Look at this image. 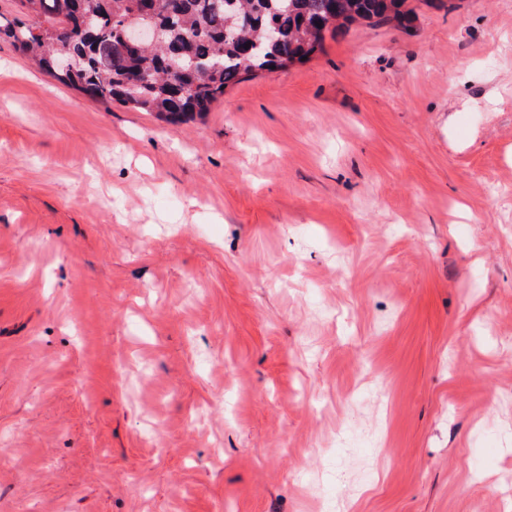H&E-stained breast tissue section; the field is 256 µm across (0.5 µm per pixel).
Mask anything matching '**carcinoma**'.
<instances>
[{"label": "carcinoma", "instance_id": "obj_1", "mask_svg": "<svg viewBox=\"0 0 512 512\" xmlns=\"http://www.w3.org/2000/svg\"><path fill=\"white\" fill-rule=\"evenodd\" d=\"M0 36L58 82L90 99L130 105L169 123L211 111L244 76L286 71L349 26L404 25L407 0H11ZM152 22L160 44L130 48L113 20Z\"/></svg>", "mask_w": 512, "mask_h": 512}]
</instances>
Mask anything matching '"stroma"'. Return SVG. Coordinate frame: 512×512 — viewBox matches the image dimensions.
Instances as JSON below:
<instances>
[{
	"label": "stroma",
	"mask_w": 512,
	"mask_h": 512,
	"mask_svg": "<svg viewBox=\"0 0 512 512\" xmlns=\"http://www.w3.org/2000/svg\"><path fill=\"white\" fill-rule=\"evenodd\" d=\"M185 124L0 40V512H512V0H410Z\"/></svg>",
	"instance_id": "35a3bbf8"
}]
</instances>
